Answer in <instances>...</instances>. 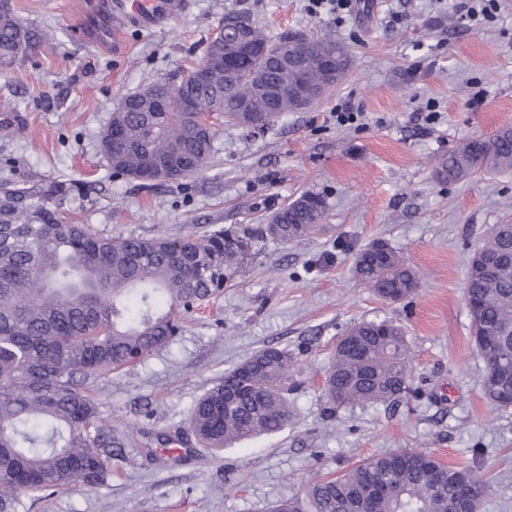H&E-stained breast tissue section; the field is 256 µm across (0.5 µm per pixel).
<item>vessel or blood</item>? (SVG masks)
I'll use <instances>...</instances> for the list:
<instances>
[{"label":"vessel or blood","mask_w":512,"mask_h":512,"mask_svg":"<svg viewBox=\"0 0 512 512\" xmlns=\"http://www.w3.org/2000/svg\"><path fill=\"white\" fill-rule=\"evenodd\" d=\"M187 0H102L100 7L74 23L73 33L90 47L107 49L129 29H156L182 15Z\"/></svg>","instance_id":"obj_1"}]
</instances>
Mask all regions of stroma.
<instances>
[{
	"instance_id": "35a3bbf8",
	"label": "stroma",
	"mask_w": 512,
	"mask_h": 512,
	"mask_svg": "<svg viewBox=\"0 0 512 512\" xmlns=\"http://www.w3.org/2000/svg\"><path fill=\"white\" fill-rule=\"evenodd\" d=\"M92 2L7 0L21 24L49 37L0 67V182L90 183L68 208L109 237L250 232L305 192L324 199L326 218L299 242L259 240L247 267L179 336L112 374L105 422L134 437L113 457L111 482L58 492L41 512H268L314 477L401 449L482 471L493 492L479 512H512V410L481 393L485 365L464 299L474 248L491 225L512 221V172L452 184L434 173L461 141L512 124V0H494L472 20L474 0H352L341 17L310 13L309 0H188L164 28L127 32L118 53L74 38L71 23ZM229 11L276 37L331 33L350 52L347 75L261 134L221 126L207 164L180 182L114 175L99 141L113 110L153 79L178 80ZM346 104L354 123L336 117ZM379 239L418 274L405 300L379 299L352 273L356 253ZM380 320L405 333L412 394L329 407L322 378L338 336ZM265 346L295 361L288 426L218 455L185 444L176 462H151L153 436L185 428L212 382Z\"/></svg>"
}]
</instances>
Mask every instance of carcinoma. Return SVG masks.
<instances>
[{"label": "carcinoma", "instance_id": "1", "mask_svg": "<svg viewBox=\"0 0 512 512\" xmlns=\"http://www.w3.org/2000/svg\"><path fill=\"white\" fill-rule=\"evenodd\" d=\"M250 45L222 27L207 41H224V57L240 61L238 86L224 91V68L193 87L205 112H218L229 126L254 132L284 113L283 95L297 84L325 82L324 56L349 54L330 36L307 45L295 37L272 38L256 24ZM39 36L0 8V64H11L37 47ZM172 86L165 78L124 97L100 135L112 172L152 181L148 171L172 163L165 182L200 171L216 129L202 136L172 102L158 112L156 94ZM487 170L512 171V125L490 139L463 141L438 164L448 183ZM81 185L52 180L28 186L0 183V512H32L65 488L96 489L112 477V456L128 435L102 422L100 395L112 371L140 362L166 346L186 316L219 296L224 284L252 255L254 235L233 228L202 237H104L65 217ZM323 198L305 192L276 210L260 237L295 242L321 223ZM512 223L494 224L475 249L465 278L473 342L485 363L482 394L509 408L512 378L498 374L512 356ZM352 272L381 299L398 302L419 286L416 271L389 245H367ZM292 357L267 346L224 372L195 403L187 431L156 436L166 448L184 434L220 452L233 443L281 432L293 416L288 401ZM409 348L402 330L386 321H362L336 342L325 374L330 404L375 406L411 392ZM370 484L387 493L373 512H449L456 491L480 504L491 485L471 469L411 450L363 459L336 477L315 478L304 495L282 496L269 512H356Z\"/></svg>", "mask_w": 512, "mask_h": 512}]
</instances>
